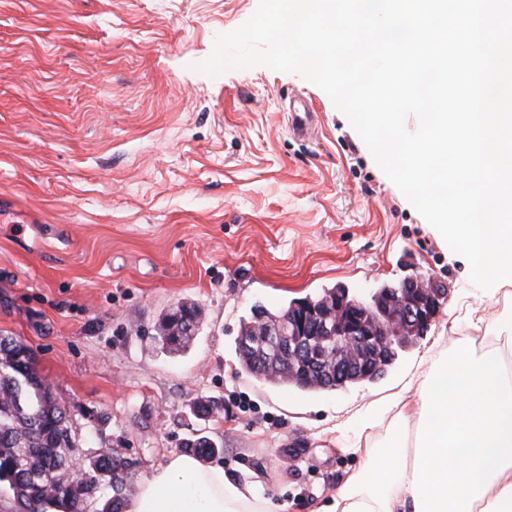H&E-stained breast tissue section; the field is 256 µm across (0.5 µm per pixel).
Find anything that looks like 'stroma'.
<instances>
[{
	"mask_svg": "<svg viewBox=\"0 0 512 512\" xmlns=\"http://www.w3.org/2000/svg\"><path fill=\"white\" fill-rule=\"evenodd\" d=\"M257 6L0 0V333L30 346L91 448L124 449L133 480L205 435L283 512H315L361 465L337 427L404 392L437 336L476 348L512 325V285L491 298L471 283L321 88L265 66L196 71ZM299 98L316 112L306 137ZM415 276L442 290L439 312L379 378L302 391L241 368L253 307ZM179 302L201 321L172 354L157 327ZM201 399L219 415L197 417ZM302 105L301 110H295L293 105L291 113V125L293 131L297 134H307L311 129L315 118V112L310 104H307L303 99H298Z\"/></svg>",
	"mask_w": 512,
	"mask_h": 512,
	"instance_id": "1",
	"label": "stroma"
}]
</instances>
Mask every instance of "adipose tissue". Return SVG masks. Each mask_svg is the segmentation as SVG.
Masks as SVG:
<instances>
[{
    "label": "adipose tissue",
    "mask_w": 512,
    "mask_h": 512,
    "mask_svg": "<svg viewBox=\"0 0 512 512\" xmlns=\"http://www.w3.org/2000/svg\"><path fill=\"white\" fill-rule=\"evenodd\" d=\"M490 346L459 345L422 359L417 398L371 403L346 449L363 458L318 512H512V328ZM391 427L387 445L375 430ZM127 512H272L261 479L188 454L145 475Z\"/></svg>",
    "instance_id": "adipose-tissue-1"
}]
</instances>
